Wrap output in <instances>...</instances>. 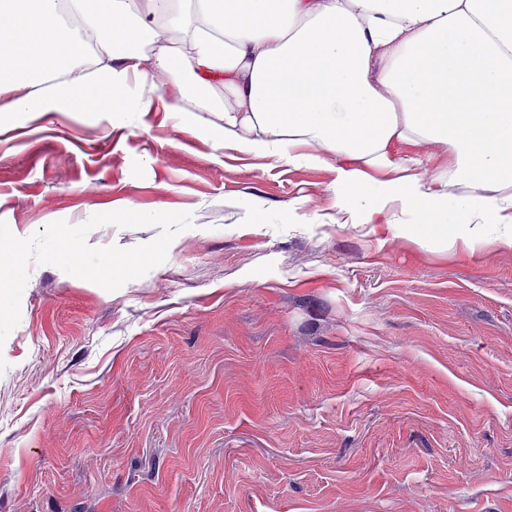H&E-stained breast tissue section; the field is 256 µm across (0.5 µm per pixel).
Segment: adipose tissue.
<instances>
[{"instance_id":"ef3b65f1","label":"adipose tissue","mask_w":512,"mask_h":512,"mask_svg":"<svg viewBox=\"0 0 512 512\" xmlns=\"http://www.w3.org/2000/svg\"><path fill=\"white\" fill-rule=\"evenodd\" d=\"M157 68L223 86L219 106L180 108L181 81L167 95L180 123L214 113L201 132L225 146L341 158L336 194L366 223L466 244L496 224L512 247V0H0V127L98 111L107 85L126 125L154 110ZM397 140L447 149V178L425 180L424 156L395 161Z\"/></svg>"}]
</instances>
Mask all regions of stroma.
Masks as SVG:
<instances>
[{"label":"stroma","mask_w":512,"mask_h":512,"mask_svg":"<svg viewBox=\"0 0 512 512\" xmlns=\"http://www.w3.org/2000/svg\"><path fill=\"white\" fill-rule=\"evenodd\" d=\"M103 103L0 129V512H512L497 231L400 238L335 157ZM11 265L14 268V277L12 281V288L0 289V317L2 320L3 315L10 307L13 295L25 286L26 283V270L14 256L11 254H4L0 252V265Z\"/></svg>","instance_id":"1"}]
</instances>
